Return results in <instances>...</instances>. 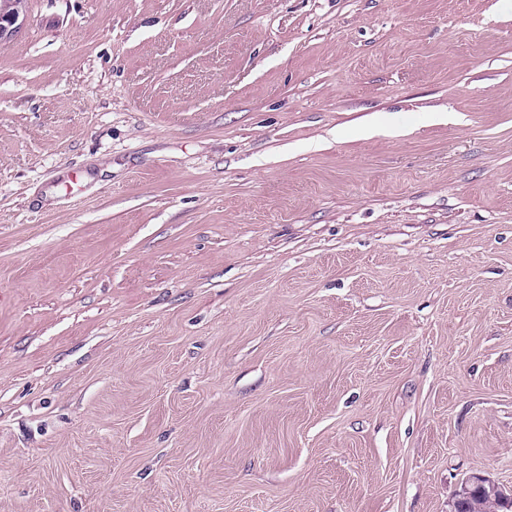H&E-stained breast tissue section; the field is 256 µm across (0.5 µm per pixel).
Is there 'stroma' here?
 I'll use <instances>...</instances> for the list:
<instances>
[{
  "mask_svg": "<svg viewBox=\"0 0 512 512\" xmlns=\"http://www.w3.org/2000/svg\"><path fill=\"white\" fill-rule=\"evenodd\" d=\"M473 473L512 488V0H28L0 512H448Z\"/></svg>",
  "mask_w": 512,
  "mask_h": 512,
  "instance_id": "35a3bbf8",
  "label": "stroma"
}]
</instances>
